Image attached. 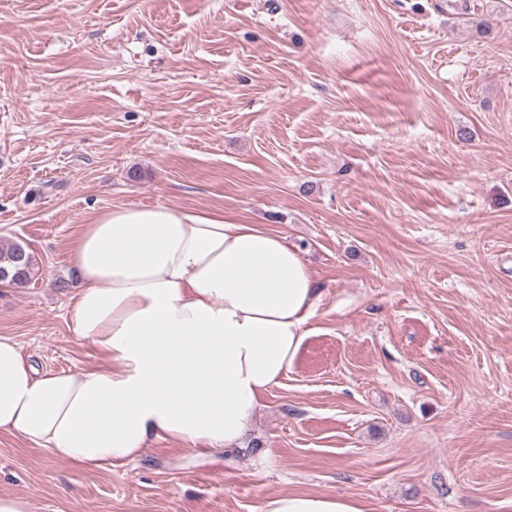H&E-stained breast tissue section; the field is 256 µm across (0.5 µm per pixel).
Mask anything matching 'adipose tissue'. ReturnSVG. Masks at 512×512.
<instances>
[{"instance_id":"1","label":"adipose tissue","mask_w":512,"mask_h":512,"mask_svg":"<svg viewBox=\"0 0 512 512\" xmlns=\"http://www.w3.org/2000/svg\"><path fill=\"white\" fill-rule=\"evenodd\" d=\"M71 262L67 327L112 366L42 374L0 336V431L88 468L138 462L157 439L240 449L318 309L301 252L262 224L129 204L85 224ZM260 512L365 510L286 493Z\"/></svg>"}]
</instances>
